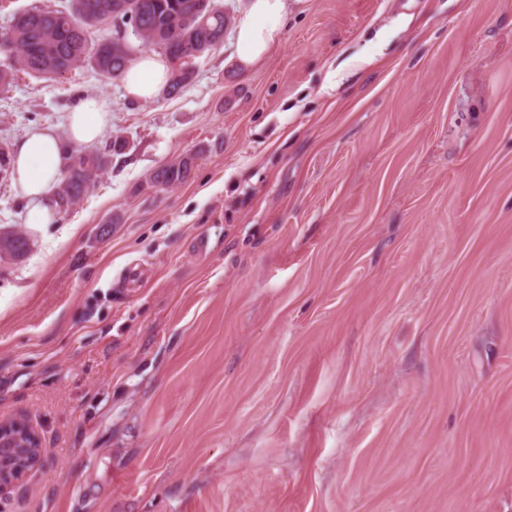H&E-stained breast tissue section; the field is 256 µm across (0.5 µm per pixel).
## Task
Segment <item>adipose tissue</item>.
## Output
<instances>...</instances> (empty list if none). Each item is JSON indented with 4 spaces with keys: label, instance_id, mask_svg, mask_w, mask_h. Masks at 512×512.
<instances>
[{
    "label": "adipose tissue",
    "instance_id": "obj_1",
    "mask_svg": "<svg viewBox=\"0 0 512 512\" xmlns=\"http://www.w3.org/2000/svg\"><path fill=\"white\" fill-rule=\"evenodd\" d=\"M288 13V0H248L237 17L234 35L236 67L246 73L264 61L282 40L281 21ZM170 66L154 53L140 56L122 78L126 93L135 99H152L167 82ZM108 109L96 96L81 101L71 112L69 139L88 144L99 138L107 124ZM63 174V145L48 129L32 130L15 147L13 181L25 201L23 221L45 225L56 218L52 190Z\"/></svg>",
    "mask_w": 512,
    "mask_h": 512
}]
</instances>
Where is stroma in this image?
Masks as SVG:
<instances>
[{"label":"stroma","mask_w":512,"mask_h":512,"mask_svg":"<svg viewBox=\"0 0 512 512\" xmlns=\"http://www.w3.org/2000/svg\"><path fill=\"white\" fill-rule=\"evenodd\" d=\"M221 2L177 96L0 89L2 146L127 143L43 227L0 181V512H512V0H289L245 75ZM107 112L106 104L99 97L89 96L82 100L70 114V141L88 144L98 139L107 124ZM191 171L190 160L184 158L167 163L153 171L147 180L150 187H173L187 180ZM28 251L27 238L20 230H11L10 234L0 236V260L19 259ZM41 441L24 420L0 421V494L35 466Z\"/></svg>","instance_id":"obj_1"}]
</instances>
